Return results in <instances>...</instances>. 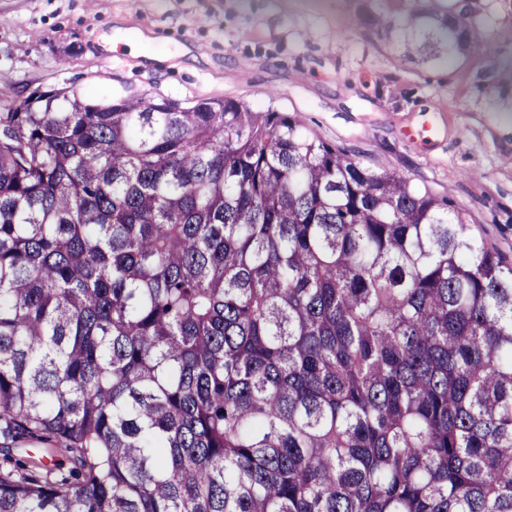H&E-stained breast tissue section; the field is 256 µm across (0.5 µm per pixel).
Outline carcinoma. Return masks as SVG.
I'll return each instance as SVG.
<instances>
[{"label": "carcinoma", "mask_w": 512, "mask_h": 512, "mask_svg": "<svg viewBox=\"0 0 512 512\" xmlns=\"http://www.w3.org/2000/svg\"><path fill=\"white\" fill-rule=\"evenodd\" d=\"M399 59L476 50L411 0ZM0 112V512H512V265L234 99ZM4 440L0 436V459L4 453V447L9 446L14 455L30 457V465L40 467L45 465L47 468L67 469L70 464L68 454L53 442L40 443L35 440L21 439L20 441L9 445L3 444Z\"/></svg>", "instance_id": "cac0c4a2"}]
</instances>
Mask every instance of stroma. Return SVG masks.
I'll list each match as a JSON object with an SVG mask.
<instances>
[{
	"label": "stroma",
	"mask_w": 512,
	"mask_h": 512,
	"mask_svg": "<svg viewBox=\"0 0 512 512\" xmlns=\"http://www.w3.org/2000/svg\"><path fill=\"white\" fill-rule=\"evenodd\" d=\"M473 4L482 51L404 67L358 14L394 23L406 0H0V107L62 86L271 107L448 198L510 263L512 0Z\"/></svg>",
	"instance_id": "stroma-1"
}]
</instances>
